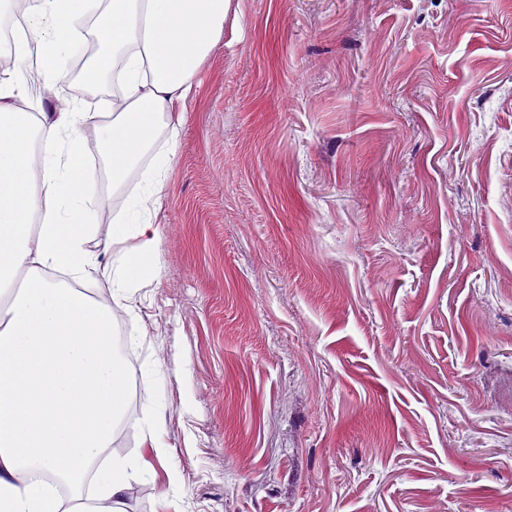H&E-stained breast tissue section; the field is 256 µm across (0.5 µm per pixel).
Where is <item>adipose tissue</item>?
Segmentation results:
<instances>
[{
    "label": "adipose tissue",
    "mask_w": 512,
    "mask_h": 512,
    "mask_svg": "<svg viewBox=\"0 0 512 512\" xmlns=\"http://www.w3.org/2000/svg\"><path fill=\"white\" fill-rule=\"evenodd\" d=\"M229 0H30L22 16L15 65L0 78V512H124L123 496L139 463L116 460L96 470L123 422L128 373L116 349L110 306L76 284L100 269L90 246L87 192L95 164L121 188L148 151L163 117L194 89L196 74L224 29ZM99 49L85 78L122 86L103 101L112 120L88 147L93 115L82 101L59 95L53 113L18 109L29 65L55 81L89 12ZM172 165L160 158L142 198L114 225L119 248L113 295L131 278L149 276L144 244L158 229L147 216L160 208ZM67 272L70 282L44 278ZM28 273L17 286L19 273ZM100 487L97 504L83 498L88 473ZM69 489L61 497L56 483Z\"/></svg>",
    "instance_id": "obj_1"
}]
</instances>
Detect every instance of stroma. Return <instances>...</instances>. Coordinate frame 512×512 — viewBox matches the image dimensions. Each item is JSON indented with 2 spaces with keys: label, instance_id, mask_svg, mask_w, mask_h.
I'll return each instance as SVG.
<instances>
[{
  "label": "stroma",
  "instance_id": "obj_1",
  "mask_svg": "<svg viewBox=\"0 0 512 512\" xmlns=\"http://www.w3.org/2000/svg\"><path fill=\"white\" fill-rule=\"evenodd\" d=\"M83 34L57 88L98 106ZM118 328L125 512H512V0H231Z\"/></svg>",
  "mask_w": 512,
  "mask_h": 512
}]
</instances>
